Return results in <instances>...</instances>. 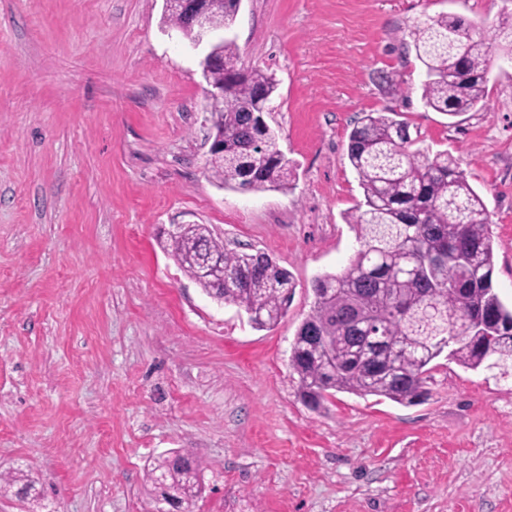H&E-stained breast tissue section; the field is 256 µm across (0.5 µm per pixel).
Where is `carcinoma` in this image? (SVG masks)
Returning a JSON list of instances; mask_svg holds the SVG:
<instances>
[{
    "label": "carcinoma",
    "instance_id": "obj_1",
    "mask_svg": "<svg viewBox=\"0 0 512 512\" xmlns=\"http://www.w3.org/2000/svg\"><path fill=\"white\" fill-rule=\"evenodd\" d=\"M502 34L512 53V13L489 33L446 14L416 26L424 105L450 117L475 110L486 98ZM212 50L222 65L202 75L209 86H224V97L207 104L224 150L210 154L211 177L242 192L288 187L291 161L263 112L275 91L273 78L240 67L231 41ZM395 115L369 112L348 137L347 157L363 201L345 221L359 248L341 273L315 279L313 308L289 356L298 395L313 410L336 392L419 404L428 396V365L445 351L463 367L512 378V308L492 286L490 212L458 159L415 147L410 126ZM167 246L210 298L243 309L254 327L270 328L285 316L293 279L267 253L229 250L206 224L186 225ZM209 255L222 259L224 282L201 273ZM147 479L156 492L188 507L204 489L203 465L193 456L160 457ZM4 482L17 497L32 496V481L13 476Z\"/></svg>",
    "mask_w": 512,
    "mask_h": 512
}]
</instances>
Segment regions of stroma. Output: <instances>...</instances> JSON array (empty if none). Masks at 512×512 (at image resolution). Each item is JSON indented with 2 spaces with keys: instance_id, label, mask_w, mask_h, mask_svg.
<instances>
[{
  "instance_id": "1",
  "label": "stroma",
  "mask_w": 512,
  "mask_h": 512,
  "mask_svg": "<svg viewBox=\"0 0 512 512\" xmlns=\"http://www.w3.org/2000/svg\"><path fill=\"white\" fill-rule=\"evenodd\" d=\"M512 0H242L225 38L273 75L286 189L209 175L207 46L163 0H0V472L36 501L0 512H156L145 472L200 458L193 512H512V380L447 357L400 405L297 393L288 358L313 281L347 266L362 198L348 136L399 112L458 158L493 221V287L512 305V61L496 46L483 107L421 100L411 31L447 13L481 27ZM206 224L293 276L286 316L257 329L164 248Z\"/></svg>"
}]
</instances>
